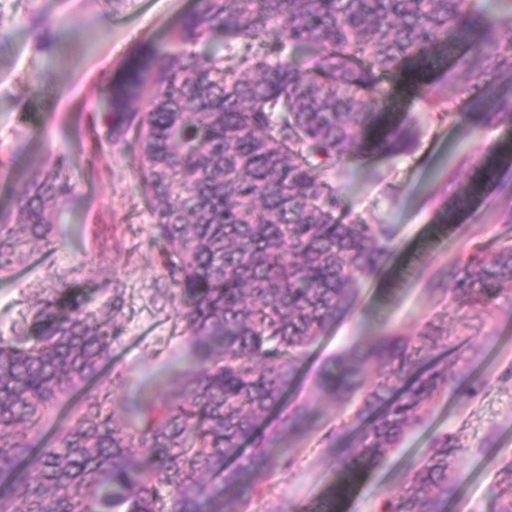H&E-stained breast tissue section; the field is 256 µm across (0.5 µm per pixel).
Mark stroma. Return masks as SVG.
<instances>
[{
  "label": "stroma",
  "mask_w": 512,
  "mask_h": 512,
  "mask_svg": "<svg viewBox=\"0 0 512 512\" xmlns=\"http://www.w3.org/2000/svg\"><path fill=\"white\" fill-rule=\"evenodd\" d=\"M193 0H0V212L14 209L34 166L53 158L67 162L75 187L65 209L69 223L13 276L0 278V332L47 298L60 281H74L83 268L99 284L97 301L115 287L126 288L122 334L96 387L123 380L127 389H171L168 360L185 355L182 326L173 309L175 282L153 238L141 199L138 174L128 152L104 137L100 111L108 84L126 61L147 45H161ZM42 15L56 39L45 53L30 24ZM462 71L436 67L423 90L405 76L385 81L387 107L410 134L409 152L376 155L349 164L336 185L349 216L388 224L394 247L376 275L362 280L350 313L328 328L292 387L289 404H309L320 417L316 429L283 440L293 460L255 480L247 512H299L323 508L336 484V451L323 437L337 421L351 417L350 404L321 393L325 363L355 342L374 337L418 335L439 325L441 355L457 346L478 350L474 375L484 379L480 394L451 392L424 407L420 423L399 448L375 468L350 481L334 512H379L412 476L434 439L449 433L468 447L460 462L466 476L448 512H488L495 471L490 456L512 457V298L482 309L453 302L444 291L449 264L472 252L496 249L512 213V167L504 168L506 189L492 191L472 212L462 213V235L448 232L440 215L449 184L474 180L497 143L512 139L504 126H475L464 117L439 116L437 99L454 96Z\"/></svg>",
  "instance_id": "stroma-1"
}]
</instances>
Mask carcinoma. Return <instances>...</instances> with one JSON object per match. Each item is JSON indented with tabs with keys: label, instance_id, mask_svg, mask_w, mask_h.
Returning a JSON list of instances; mask_svg holds the SVG:
<instances>
[{
	"label": "carcinoma",
	"instance_id": "cac0c4a2",
	"mask_svg": "<svg viewBox=\"0 0 512 512\" xmlns=\"http://www.w3.org/2000/svg\"><path fill=\"white\" fill-rule=\"evenodd\" d=\"M196 0L160 48L135 55L106 91L105 136L137 164L154 237L172 261L175 314L190 354L169 393L124 397L86 387L112 358L124 295L98 310L87 277L39 302L0 336V512H243L252 475L279 464L258 429L297 380L309 347L343 315L359 280L393 250V231L343 213L338 163L408 149L384 111L383 81L420 80L455 57L466 84L436 103L466 106L485 125H512V0ZM144 98L139 111L130 103ZM480 181L452 190L446 221L512 165L490 149ZM59 159L0 215V273L49 244L74 191ZM512 287V234L448 269V293L486 309ZM438 333L353 343L320 388L350 402L360 433L336 454L351 480L376 466L454 388L434 359ZM373 360V379L362 376ZM87 411L41 445L50 411L76 394ZM296 405L281 431L315 425ZM464 445L445 433L382 512H447ZM489 512H512V459Z\"/></svg>",
	"mask_w": 512,
	"mask_h": 512
}]
</instances>
